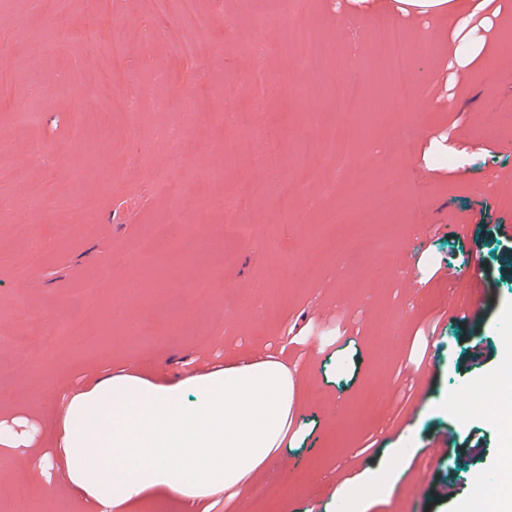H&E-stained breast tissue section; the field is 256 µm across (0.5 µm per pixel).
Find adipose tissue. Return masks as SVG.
<instances>
[{
    "label": "adipose tissue",
    "instance_id": "obj_1",
    "mask_svg": "<svg viewBox=\"0 0 512 512\" xmlns=\"http://www.w3.org/2000/svg\"><path fill=\"white\" fill-rule=\"evenodd\" d=\"M369 22L394 21L435 40L431 76L443 109L488 66L512 69V0H341ZM299 380L286 351H230L179 376L150 361L107 367L53 398L40 425L0 416V449L32 461L36 490L62 484L82 512H211L222 495L245 500L294 433Z\"/></svg>",
    "mask_w": 512,
    "mask_h": 512
}]
</instances>
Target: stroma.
I'll return each mask as SVG.
<instances>
[{"mask_svg":"<svg viewBox=\"0 0 512 512\" xmlns=\"http://www.w3.org/2000/svg\"><path fill=\"white\" fill-rule=\"evenodd\" d=\"M318 25L327 62L322 71L295 68L277 36L263 64L247 56L224 19L242 14L246 0H103L105 23L120 29L112 43L98 37L75 44L95 7L66 0L71 23L53 51L31 40L51 19V0H23L24 26L0 17V133L13 148V169H0V415L45 414L46 400L79 375H92L103 356L123 365L151 358L169 375L188 361L235 347L286 350L302 375L299 436L285 448L277 476H261L260 496L219 500L213 512H324L343 479L364 483L366 497L339 512H407L401 496L418 466L428 494L420 512H459L480 483L502 481L508 441L486 413L459 417L452 395L479 387L512 347V273L499 274L496 238L483 225H512V72L472 83L458 104L466 115L455 145L466 163L457 168L424 163L423 151L446 132L453 114L438 106L429 78L418 83L422 121L410 155L396 144L361 134L320 101L318 122L301 116L308 106L294 87L318 89L354 78L341 29L370 40L375 26L337 16L305 0ZM188 54H181V47ZM49 92L39 103L41 122H14L27 76ZM137 92L143 115L131 129L122 110ZM242 113L238 126L221 125L225 106ZM295 118L281 132L277 153L288 174L295 215L284 219L276 197L252 202L240 215L216 211V200L264 184L271 173L245 133L275 121L282 108ZM197 116L177 144L154 142L152 127ZM337 130L336 152L348 166L327 163L326 134ZM140 136L138 159L129 141ZM25 173L17 182L15 170ZM374 184L395 196L397 208L347 207L346 197ZM167 224L170 242L149 245L148 225ZM466 232H457V225ZM346 238L372 244L370 268L338 252ZM478 258L495 287L472 325L441 316L448 289L432 269ZM137 276V298L124 293ZM438 322L435 344L423 329ZM425 373L428 388L398 406L399 374ZM382 393L387 408H362L364 396ZM450 432L439 452L435 433ZM475 446L466 463L458 448ZM407 447L402 466L378 474L379 463Z\"/></svg>","mask_w":512,"mask_h":512,"instance_id":"stroma-1","label":"stroma"}]
</instances>
